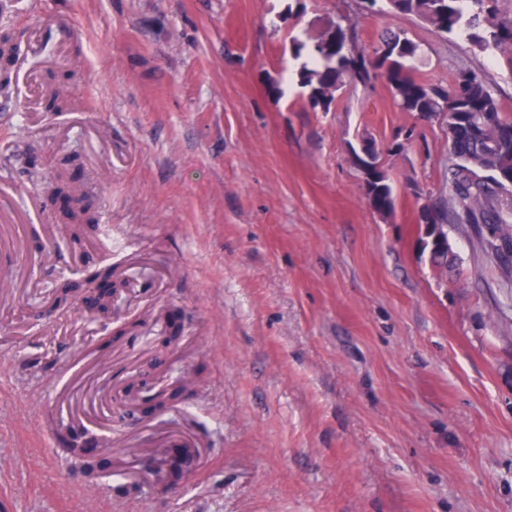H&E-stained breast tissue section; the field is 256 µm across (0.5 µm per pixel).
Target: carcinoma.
I'll return each instance as SVG.
<instances>
[{"label": "carcinoma", "instance_id": "cac0c4a2", "mask_svg": "<svg viewBox=\"0 0 512 512\" xmlns=\"http://www.w3.org/2000/svg\"><path fill=\"white\" fill-rule=\"evenodd\" d=\"M413 15L441 34H463L481 50L507 58L512 66V4L507 0H370ZM336 37L314 42L310 61L298 76L310 100L328 108L344 83L367 87L384 79L397 106L430 120L448 118L451 161L446 183L448 197L435 208L434 222L486 227V245L497 259L512 262V117L502 112L489 78L467 68L459 69L449 88L429 83L417 75L419 46L404 34L384 41L368 52L358 48L352 24L337 21ZM373 209L383 214L395 207V192L377 164L360 171ZM62 450L82 458L89 477L98 476L107 461L88 455L76 437L61 438Z\"/></svg>", "mask_w": 512, "mask_h": 512}]
</instances>
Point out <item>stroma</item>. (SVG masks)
Here are the masks:
<instances>
[{
  "mask_svg": "<svg viewBox=\"0 0 512 512\" xmlns=\"http://www.w3.org/2000/svg\"><path fill=\"white\" fill-rule=\"evenodd\" d=\"M6 2L22 41L0 207L25 221L0 224V512H512V267L466 224L448 227L454 271L419 256L448 126L380 80L315 106L291 41L341 18L368 51L406 33L421 77L486 73L511 115L512 68L361 0ZM399 135L386 218L349 146ZM62 179L91 216L76 237ZM96 273L133 277L109 313L56 305ZM143 373L187 399L117 421L113 390ZM59 428L111 472L88 483ZM186 447L200 456L163 488L152 459Z\"/></svg>",
  "mask_w": 512,
  "mask_h": 512,
  "instance_id": "35a3bbf8",
  "label": "stroma"
}]
</instances>
